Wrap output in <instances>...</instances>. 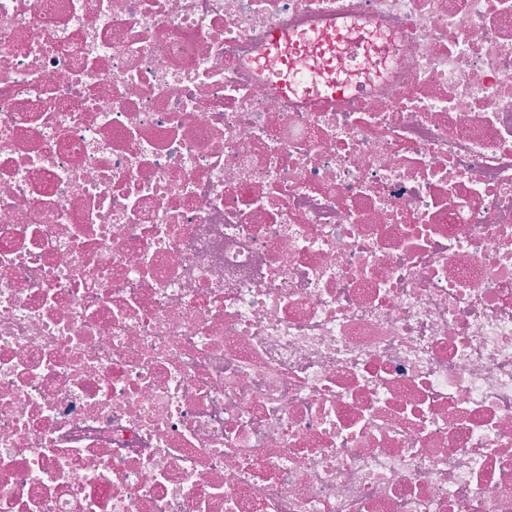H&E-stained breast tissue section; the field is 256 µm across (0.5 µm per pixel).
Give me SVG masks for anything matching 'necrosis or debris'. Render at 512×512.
Masks as SVG:
<instances>
[{"mask_svg":"<svg viewBox=\"0 0 512 512\" xmlns=\"http://www.w3.org/2000/svg\"><path fill=\"white\" fill-rule=\"evenodd\" d=\"M0 512H512V0H0Z\"/></svg>","mask_w":512,"mask_h":512,"instance_id":"obj_1","label":"necrosis or debris"}]
</instances>
